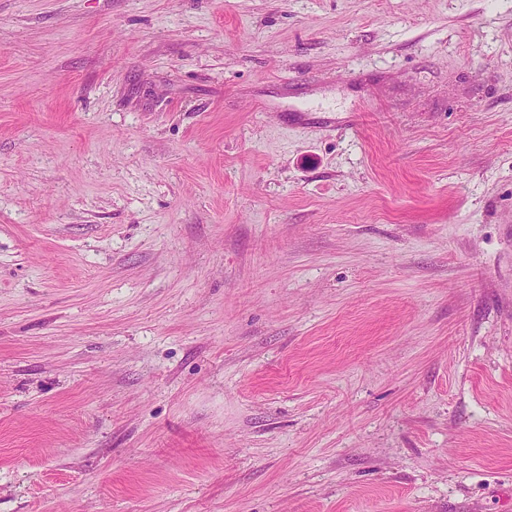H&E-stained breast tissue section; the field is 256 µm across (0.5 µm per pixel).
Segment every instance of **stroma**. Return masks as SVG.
<instances>
[{"label": "stroma", "mask_w": 512, "mask_h": 512, "mask_svg": "<svg viewBox=\"0 0 512 512\" xmlns=\"http://www.w3.org/2000/svg\"><path fill=\"white\" fill-rule=\"evenodd\" d=\"M0 512H512V0H0Z\"/></svg>", "instance_id": "1"}]
</instances>
